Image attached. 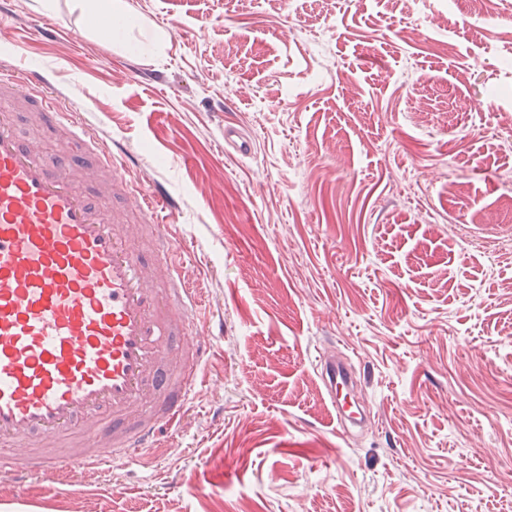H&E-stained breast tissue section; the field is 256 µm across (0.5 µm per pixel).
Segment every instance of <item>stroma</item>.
<instances>
[{
	"label": "stroma",
	"instance_id": "obj_1",
	"mask_svg": "<svg viewBox=\"0 0 512 512\" xmlns=\"http://www.w3.org/2000/svg\"><path fill=\"white\" fill-rule=\"evenodd\" d=\"M127 3L107 31L88 0H0V64L176 200L224 335L139 465L0 471V512H512V0ZM330 357L371 414L345 436ZM325 388L327 395L334 403L336 400V418L339 432L345 434L348 428L347 422L357 421L353 415L354 411H348L344 400L339 398L338 388L342 387L347 393L354 388L351 376L344 364L333 362L325 368Z\"/></svg>",
	"mask_w": 512,
	"mask_h": 512
}]
</instances>
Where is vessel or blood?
Masks as SVG:
<instances>
[{
    "label": "vessel or blood",
    "mask_w": 512,
    "mask_h": 512,
    "mask_svg": "<svg viewBox=\"0 0 512 512\" xmlns=\"http://www.w3.org/2000/svg\"><path fill=\"white\" fill-rule=\"evenodd\" d=\"M2 99L30 102L69 144L45 155L0 115V470L61 482L137 464V449L153 447L205 383L212 347L204 298L163 217L174 206L129 189L111 138L60 111L38 74H1ZM124 212L139 217L154 261ZM325 379L346 428L354 416L339 393L351 376L334 362Z\"/></svg>",
    "instance_id": "vessel-or-blood-1"
}]
</instances>
